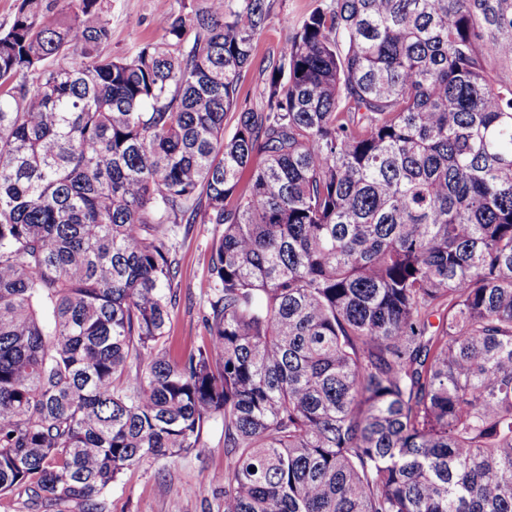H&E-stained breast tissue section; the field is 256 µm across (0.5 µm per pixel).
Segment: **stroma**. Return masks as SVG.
I'll use <instances>...</instances> for the list:
<instances>
[{
	"label": "stroma",
	"instance_id": "obj_1",
	"mask_svg": "<svg viewBox=\"0 0 512 512\" xmlns=\"http://www.w3.org/2000/svg\"><path fill=\"white\" fill-rule=\"evenodd\" d=\"M267 25L257 43L258 59L278 56L285 39L300 27L318 0H271ZM193 0H112L108 14L112 27V55L129 53L140 42L161 43L162 17L191 10ZM214 227L181 225L174 243L179 266V301L169 334L179 341L204 336L203 311L207 300L208 246ZM224 428L210 422L197 448L177 459H152L127 471L107 501V512H218V494L224 487Z\"/></svg>",
	"mask_w": 512,
	"mask_h": 512
}]
</instances>
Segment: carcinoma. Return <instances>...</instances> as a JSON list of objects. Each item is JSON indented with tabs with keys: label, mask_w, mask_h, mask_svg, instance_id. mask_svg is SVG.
<instances>
[{
	"label": "carcinoma",
	"mask_w": 512,
	"mask_h": 512,
	"mask_svg": "<svg viewBox=\"0 0 512 512\" xmlns=\"http://www.w3.org/2000/svg\"><path fill=\"white\" fill-rule=\"evenodd\" d=\"M204 2L122 56L112 0L0 28V496L105 512L219 419L223 512H512V0L322 2L256 109L270 0ZM214 227L213 224H183L173 240L180 262V288L169 335L181 342H199L201 336H206L202 315L207 305L208 246Z\"/></svg>",
	"instance_id": "obj_1"
}]
</instances>
